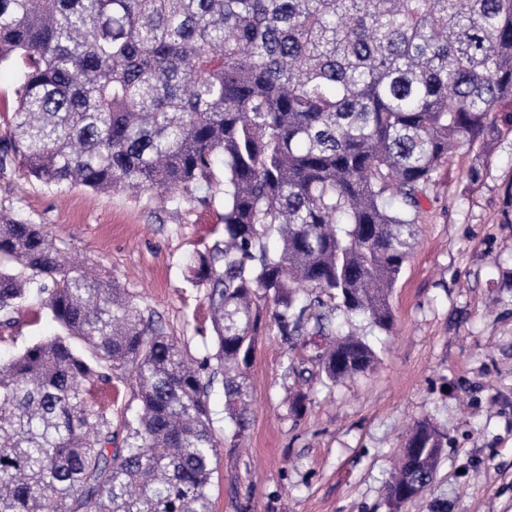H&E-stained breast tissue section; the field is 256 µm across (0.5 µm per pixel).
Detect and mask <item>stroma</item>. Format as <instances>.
Instances as JSON below:
<instances>
[{
	"instance_id": "obj_1",
	"label": "stroma",
	"mask_w": 512,
	"mask_h": 512,
	"mask_svg": "<svg viewBox=\"0 0 512 512\" xmlns=\"http://www.w3.org/2000/svg\"><path fill=\"white\" fill-rule=\"evenodd\" d=\"M474 155L457 152L422 200L417 243L390 303L392 333L358 320L379 362L336 385L287 375L316 346L289 349L263 319L247 371L252 411L244 445L219 450L212 512H390L385 483L403 435L428 421L446 436L433 484L401 512H512V224L502 221L512 181V131H503L479 184ZM222 183L194 188L181 207L154 194L54 189L19 163L0 169V208L45 225L68 257L113 280L155 311L196 361L213 352L204 289L187 263L223 233ZM30 291L0 327V360L60 332ZM305 393L300 416L288 393ZM92 398L125 435L140 403L132 380Z\"/></svg>"
}]
</instances>
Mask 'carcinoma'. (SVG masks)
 Here are the masks:
<instances>
[{"label":"carcinoma","mask_w":512,"mask_h":512,"mask_svg":"<svg viewBox=\"0 0 512 512\" xmlns=\"http://www.w3.org/2000/svg\"><path fill=\"white\" fill-rule=\"evenodd\" d=\"M9 59L24 80L1 169L179 206L220 163L224 228L189 265L211 313L206 375L116 283L0 209V326L37 284L62 328L0 363V512H211L208 393L222 382L238 438L263 313L291 344L324 338L323 380L371 371L375 348L336 320L392 332L434 174L466 147L479 181L512 131V0H0ZM126 377L140 411L117 448L91 389ZM444 439L411 429L394 512L432 483Z\"/></svg>","instance_id":"carcinoma-1"}]
</instances>
